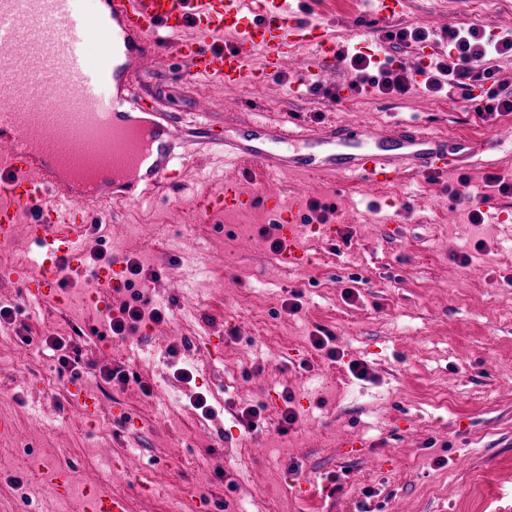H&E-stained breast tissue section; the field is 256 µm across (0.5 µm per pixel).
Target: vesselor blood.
Here are the masks:
<instances>
[{
    "label": "vessel or blood",
    "instance_id": "obj_1",
    "mask_svg": "<svg viewBox=\"0 0 512 512\" xmlns=\"http://www.w3.org/2000/svg\"><path fill=\"white\" fill-rule=\"evenodd\" d=\"M188 28L194 36H185ZM90 29L102 45L93 64L83 51ZM308 47L341 61L328 26L297 16L291 0H96L89 16L79 0H0V242L13 238L22 212L36 210L28 233L44 265L23 281L25 292L59 298L58 264L85 269L90 215L111 202L156 201L199 153L221 151L225 161L267 177L394 186L412 174L472 166L493 149L483 138H450L406 122L292 127L273 118H229L192 135L148 89L147 60L168 51L189 60L188 80L245 86L293 66L317 83L322 73L306 62ZM62 83L69 94L57 93ZM18 89L30 107H14ZM104 89L111 93L106 102ZM251 206L282 225L280 263L303 267L301 197L244 195L236 173L225 177L223 194L202 197L206 211L229 215ZM84 500L87 512H127L120 494L89 490Z\"/></svg>",
    "mask_w": 512,
    "mask_h": 512
}]
</instances>
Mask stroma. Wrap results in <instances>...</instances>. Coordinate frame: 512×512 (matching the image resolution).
I'll return each mask as SVG.
<instances>
[{"label": "stroma", "mask_w": 512, "mask_h": 512, "mask_svg": "<svg viewBox=\"0 0 512 512\" xmlns=\"http://www.w3.org/2000/svg\"><path fill=\"white\" fill-rule=\"evenodd\" d=\"M398 25L427 28L434 44L451 25L512 31V0H406L383 27ZM186 69L162 53L149 73L189 128L260 112L310 126L412 122L498 147L465 174L398 186L245 179L249 192L333 206V233L314 225L299 269L280 264L279 229L261 210L197 213L188 197L205 172L209 192L222 189L224 158H190L159 200L92 220L86 256L140 261L148 298L168 312L118 338L85 332L99 311L91 277L69 275L62 307L0 282V306L13 310L0 324V418L14 422L0 445V512H81L85 489L124 495L128 512H180L186 501L202 512H512V220L503 217L512 198L474 196L482 174L512 175V112L485 119L460 91L421 85L340 99L337 83L353 78L345 63L316 89L291 70L228 87L183 81ZM475 205L486 223L469 222ZM295 292L303 306L286 312ZM320 329L342 358L314 348ZM48 334L64 340L71 367L44 351ZM352 360L366 362L368 379L349 373ZM117 365L132 382L103 379ZM179 367L194 382L180 381ZM76 386L96 400L93 418L70 406ZM200 392L213 417L193 407ZM285 392L298 422L283 432ZM256 405L257 428L238 426ZM129 455L139 470L127 469ZM50 464L71 495L48 490Z\"/></svg>", "instance_id": "35a3bbf8"}]
</instances>
